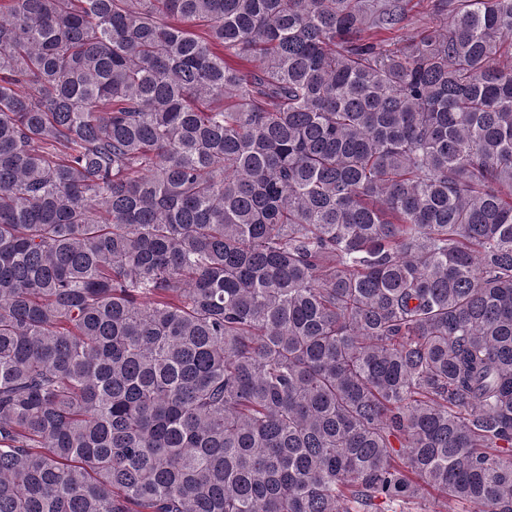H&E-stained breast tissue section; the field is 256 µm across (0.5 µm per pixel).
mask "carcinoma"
Returning <instances> with one entry per match:
<instances>
[{"mask_svg": "<svg viewBox=\"0 0 512 512\" xmlns=\"http://www.w3.org/2000/svg\"><path fill=\"white\" fill-rule=\"evenodd\" d=\"M409 2L0 0V512H512V0ZM427 1L421 2L420 5L413 9L408 20L405 22V27L401 31L403 38L409 37L422 29H432L434 26L432 18L427 12Z\"/></svg>", "mask_w": 512, "mask_h": 512, "instance_id": "carcinoma-1", "label": "carcinoma"}]
</instances>
